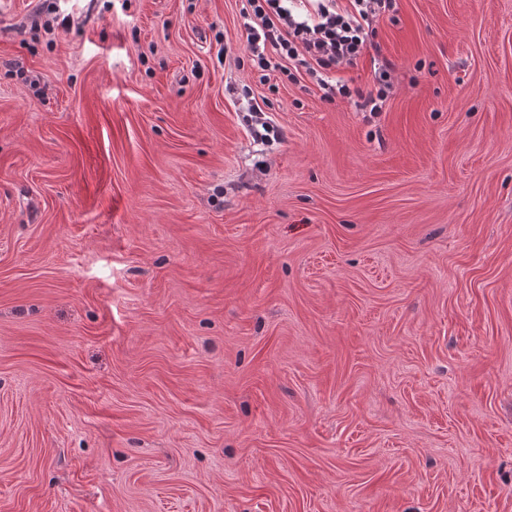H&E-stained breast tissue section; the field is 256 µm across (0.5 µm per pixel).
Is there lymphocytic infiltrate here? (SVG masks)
I'll return each instance as SVG.
<instances>
[{
  "instance_id": "lymphocytic-infiltrate-1",
  "label": "lymphocytic infiltrate",
  "mask_w": 512,
  "mask_h": 512,
  "mask_svg": "<svg viewBox=\"0 0 512 512\" xmlns=\"http://www.w3.org/2000/svg\"><path fill=\"white\" fill-rule=\"evenodd\" d=\"M396 0H246V52L262 79L309 77L324 101L354 99L363 112L382 111L393 66L380 57L376 28ZM375 60L370 89L350 86L342 70Z\"/></svg>"
}]
</instances>
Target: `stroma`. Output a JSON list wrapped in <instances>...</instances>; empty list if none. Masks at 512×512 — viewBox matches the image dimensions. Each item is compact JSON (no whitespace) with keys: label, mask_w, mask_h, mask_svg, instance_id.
Masks as SVG:
<instances>
[{"label":"stroma","mask_w":512,"mask_h":512,"mask_svg":"<svg viewBox=\"0 0 512 512\" xmlns=\"http://www.w3.org/2000/svg\"><path fill=\"white\" fill-rule=\"evenodd\" d=\"M244 5L0 0V512H512V0L374 115Z\"/></svg>","instance_id":"35a3bbf8"}]
</instances>
